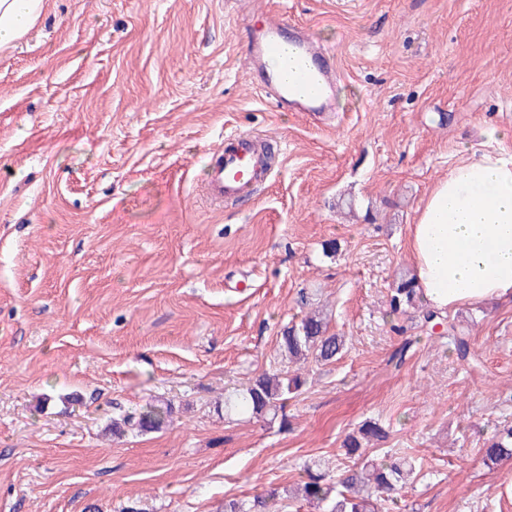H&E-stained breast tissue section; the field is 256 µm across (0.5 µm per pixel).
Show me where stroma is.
Segmentation results:
<instances>
[{"label":"stroma","mask_w":512,"mask_h":512,"mask_svg":"<svg viewBox=\"0 0 512 512\" xmlns=\"http://www.w3.org/2000/svg\"><path fill=\"white\" fill-rule=\"evenodd\" d=\"M272 2L336 58L328 124L250 83L224 0H46L0 53V512H217L348 463L369 419L366 456L418 472L384 512H512V460L483 453L512 423V304L448 312L477 371L420 311L388 314L417 207L485 128L512 132V0ZM234 130L275 140L277 175L211 206ZM304 292L341 358L299 364L289 427L224 416ZM157 400L161 431L108 432ZM385 432L379 428L376 423L365 422L359 428L356 434H350L345 440L344 446L347 448V454L355 455L362 448V442L370 439L384 438Z\"/></svg>","instance_id":"1"}]
</instances>
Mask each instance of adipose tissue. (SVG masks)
I'll list each match as a JSON object with an SVG mask.
<instances>
[{
    "mask_svg": "<svg viewBox=\"0 0 512 512\" xmlns=\"http://www.w3.org/2000/svg\"><path fill=\"white\" fill-rule=\"evenodd\" d=\"M45 0H0V52L40 19ZM413 276L440 313L512 301V155L489 151L449 170L410 227Z\"/></svg>",
    "mask_w": 512,
    "mask_h": 512,
    "instance_id": "adipose-tissue-1",
    "label": "adipose tissue"
}]
</instances>
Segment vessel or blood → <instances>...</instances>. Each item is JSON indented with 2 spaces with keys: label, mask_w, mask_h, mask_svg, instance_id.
Returning a JSON list of instances; mask_svg holds the SVG:
<instances>
[{
  "label": "vessel or blood",
  "mask_w": 512,
  "mask_h": 512,
  "mask_svg": "<svg viewBox=\"0 0 512 512\" xmlns=\"http://www.w3.org/2000/svg\"><path fill=\"white\" fill-rule=\"evenodd\" d=\"M246 75L277 108L301 112L315 120L334 111L336 60L317 46L300 26L272 11L266 0H255ZM273 177L266 138L257 132L227 133L211 152L202 197L210 205L254 194Z\"/></svg>",
  "instance_id": "b4317fda"
}]
</instances>
